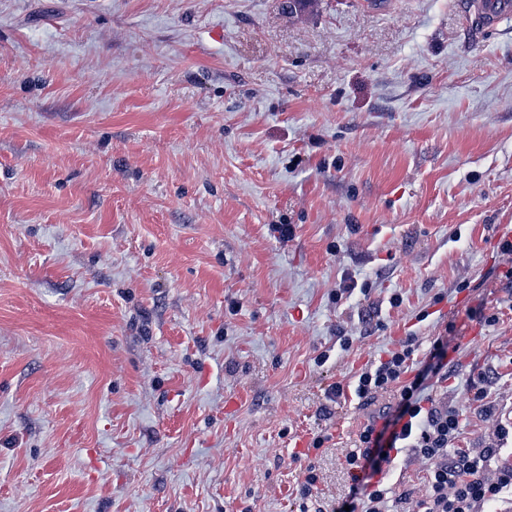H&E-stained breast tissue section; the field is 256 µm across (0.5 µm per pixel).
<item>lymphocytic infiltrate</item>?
<instances>
[{
  "label": "lymphocytic infiltrate",
  "mask_w": 512,
  "mask_h": 512,
  "mask_svg": "<svg viewBox=\"0 0 512 512\" xmlns=\"http://www.w3.org/2000/svg\"><path fill=\"white\" fill-rule=\"evenodd\" d=\"M449 349L447 337H436L417 364L415 343L409 339L356 375V398L363 401L392 390L396 402L380 420L364 427L358 446L348 453L354 473L350 496L336 512H390L389 490L379 476L388 452L399 448L411 449L428 465L426 488L414 512H479L481 505L512 490V465L493 463L498 441L507 439L512 429L498 426L495 444L461 447L459 413L428 394L433 384L448 379Z\"/></svg>",
  "instance_id": "lymphocytic-infiltrate-1"
}]
</instances>
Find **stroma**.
Segmentation results:
<instances>
[{"mask_svg":"<svg viewBox=\"0 0 512 512\" xmlns=\"http://www.w3.org/2000/svg\"><path fill=\"white\" fill-rule=\"evenodd\" d=\"M282 3L0 0V512H336L410 336L512 423V22Z\"/></svg>","mask_w":512,"mask_h":512,"instance_id":"obj_1","label":"stroma"}]
</instances>
